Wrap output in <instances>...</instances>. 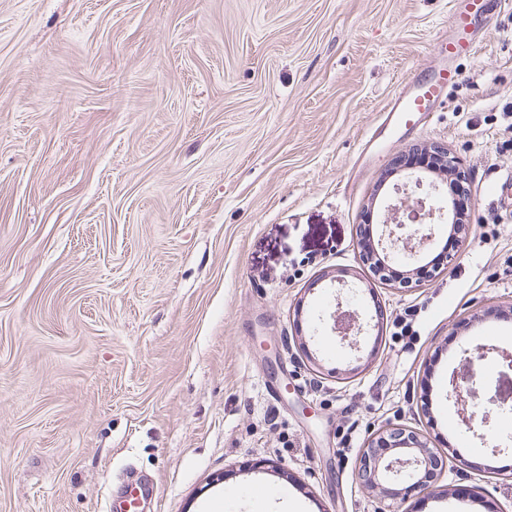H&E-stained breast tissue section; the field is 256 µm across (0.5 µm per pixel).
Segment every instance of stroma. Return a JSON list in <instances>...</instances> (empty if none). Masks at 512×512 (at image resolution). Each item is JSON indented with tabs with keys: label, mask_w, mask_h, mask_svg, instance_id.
<instances>
[{
	"label": "stroma",
	"mask_w": 512,
	"mask_h": 512,
	"mask_svg": "<svg viewBox=\"0 0 512 512\" xmlns=\"http://www.w3.org/2000/svg\"><path fill=\"white\" fill-rule=\"evenodd\" d=\"M450 7L0 0V512H127L131 471L153 481L143 512H407L355 476L391 423L453 452L423 512H512L502 419L466 431L448 393L483 348L473 401L512 399V320L488 316L512 312V10L485 0L448 107L359 154L437 65ZM415 144L469 176L466 227L437 277L358 295L383 335L354 351L308 318L334 307L322 277L359 271L366 211Z\"/></svg>",
	"instance_id": "stroma-1"
}]
</instances>
